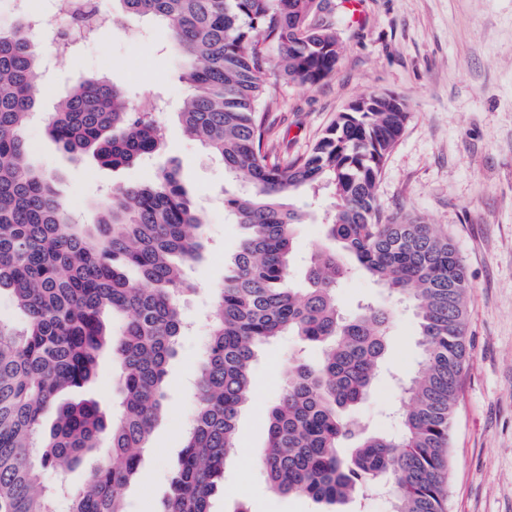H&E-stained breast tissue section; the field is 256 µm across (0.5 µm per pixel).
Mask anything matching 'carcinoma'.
Instances as JSON below:
<instances>
[{
  "label": "carcinoma",
  "instance_id": "1",
  "mask_svg": "<svg viewBox=\"0 0 512 512\" xmlns=\"http://www.w3.org/2000/svg\"><path fill=\"white\" fill-rule=\"evenodd\" d=\"M114 2L112 20L170 30L191 88L179 112L184 131L240 184L225 208L243 238L214 291L195 413L160 512H212L224 464L239 448L237 418L253 395L258 348L285 334L321 351L295 366L268 410L260 466L269 488L337 505L385 482L392 512H446L468 284L447 235L376 203L409 105L392 93L363 94L299 156L276 153L271 140L276 90L266 75L308 86L331 76L338 26L349 15L344 0ZM28 28L21 17L0 31V291L27 317L20 328L0 320V512H58L44 474L97 454L66 512H127L124 492L162 413L167 366L184 332L180 300L192 288L182 267L203 248V224L176 169L113 192L93 223L76 221L52 178L31 164L22 136L42 69ZM49 133L65 151L90 150L114 167L140 163L161 139L152 113L94 76L60 97ZM321 187L333 197L323 216L331 246L311 259L306 287L292 288L294 234L308 217L287 199ZM354 267L408 303L418 321L424 358L404 386L397 435L346 416L376 381L391 315L374 304L344 313L336 289ZM108 315L123 318L120 333ZM106 349L121 368L119 416L108 418L94 399L58 402L96 381Z\"/></svg>",
  "mask_w": 512,
  "mask_h": 512
}]
</instances>
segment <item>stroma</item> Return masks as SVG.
<instances>
[{"instance_id": "1", "label": "stroma", "mask_w": 512, "mask_h": 512, "mask_svg": "<svg viewBox=\"0 0 512 512\" xmlns=\"http://www.w3.org/2000/svg\"><path fill=\"white\" fill-rule=\"evenodd\" d=\"M358 11V21L339 28L341 60L331 77L315 87L278 84L270 118L287 137L277 149L291 156L307 152L362 94L390 92L408 100L410 116L379 178L377 205L447 233L468 282L470 349L452 426L447 512H512V0H358ZM29 38L51 69L53 93L39 96L25 137L32 164L50 174L59 198L89 224L114 190L176 168L205 220L207 250L186 268L197 292L181 306L192 328L169 365L163 412L139 477L125 491L128 512H160L194 408L191 379L203 343L196 327L224 282L225 256L243 234L224 207L232 183L223 162L182 127L178 112L190 88L180 78L183 60L168 29L120 20L63 56L54 52L53 27ZM91 74L107 76L139 109L163 104L155 115L162 144L153 157L115 169L93 155L67 153L51 139L48 123L59 96ZM337 293L349 312L365 302L392 310L380 375L351 415L372 429L398 432L390 415L402 401L399 382L415 373L422 357L415 315L357 269ZM301 349L308 359L319 355L288 335L261 347L252 400L238 415L240 450L225 466L214 512H325L310 498L274 493L259 465L267 411ZM118 375V364L103 353L97 384L67 398L93 397L107 414H117Z\"/></svg>"}]
</instances>
